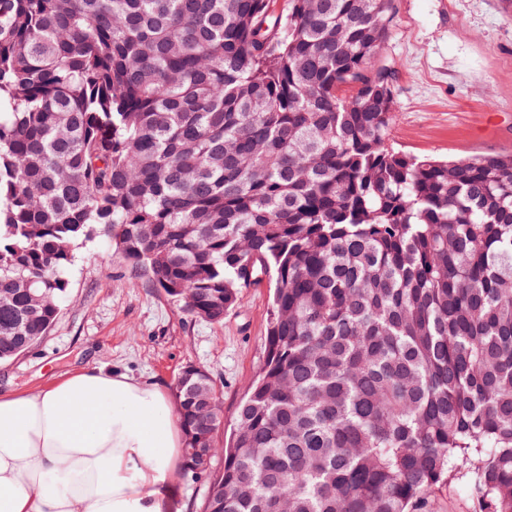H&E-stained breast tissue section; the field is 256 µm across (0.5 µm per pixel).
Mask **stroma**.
Returning a JSON list of instances; mask_svg holds the SVG:
<instances>
[{"mask_svg":"<svg viewBox=\"0 0 512 512\" xmlns=\"http://www.w3.org/2000/svg\"><path fill=\"white\" fill-rule=\"evenodd\" d=\"M381 60L395 73L390 144L409 155L462 159L512 152V6L505 0H394ZM268 285L211 324L181 312L150 275L97 233L80 245L50 332L0 362V392H36L88 365L173 391L182 368L205 367L232 428L265 357Z\"/></svg>","mask_w":512,"mask_h":512,"instance_id":"35a3bbf8","label":"stroma"}]
</instances>
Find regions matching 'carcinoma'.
<instances>
[{"label":"carcinoma","mask_w":512,"mask_h":512,"mask_svg":"<svg viewBox=\"0 0 512 512\" xmlns=\"http://www.w3.org/2000/svg\"><path fill=\"white\" fill-rule=\"evenodd\" d=\"M393 15L0 0V361L49 332L99 230L211 324L274 285L227 444L212 374L176 383L202 512H427L452 480L512 512V153L389 146Z\"/></svg>","instance_id":"obj_1"}]
</instances>
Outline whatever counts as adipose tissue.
<instances>
[{
	"label": "adipose tissue",
	"mask_w": 512,
	"mask_h": 512,
	"mask_svg": "<svg viewBox=\"0 0 512 512\" xmlns=\"http://www.w3.org/2000/svg\"><path fill=\"white\" fill-rule=\"evenodd\" d=\"M183 442L159 385L99 366L0 393V512H169Z\"/></svg>",
	"instance_id": "ef3b65f1"
}]
</instances>
